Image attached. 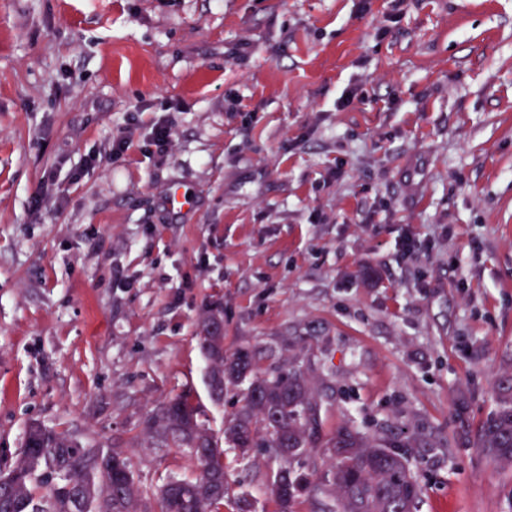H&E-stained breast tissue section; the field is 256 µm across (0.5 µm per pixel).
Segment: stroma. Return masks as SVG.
<instances>
[{"instance_id":"35a3bbf8","label":"stroma","mask_w":512,"mask_h":512,"mask_svg":"<svg viewBox=\"0 0 512 512\" xmlns=\"http://www.w3.org/2000/svg\"><path fill=\"white\" fill-rule=\"evenodd\" d=\"M132 114L164 159H110ZM212 303L318 397L304 471L347 426L403 444L418 512H512L475 445L512 377V0H0V458L39 421L190 476L143 427L181 396L223 438ZM224 463V512H273L278 460ZM171 136V129L165 121L158 120L155 122L148 134L149 145L155 147V150L150 153L159 158H163L168 153L171 144Z\"/></svg>"}]
</instances>
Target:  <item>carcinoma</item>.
<instances>
[{
    "label": "carcinoma",
    "mask_w": 512,
    "mask_h": 512,
    "mask_svg": "<svg viewBox=\"0 0 512 512\" xmlns=\"http://www.w3.org/2000/svg\"><path fill=\"white\" fill-rule=\"evenodd\" d=\"M199 339L213 398L224 396L226 384L243 386L242 405L225 431L239 457H249L261 442L276 456L277 438L283 448L314 447L319 434L299 433L309 396L300 370L262 374L249 350L228 358L206 330ZM502 391L477 447L492 462L512 467V386ZM146 429L157 446L182 451L193 469L192 477H169L158 488L160 512H224V449L196 409L173 398L152 412ZM329 447L349 452L333 456L332 469L319 476L336 486V497L322 503L321 512H416L422 492L418 476L388 452L390 443L345 427ZM0 512H152V507L122 449L103 442L85 446L68 433L31 422L23 447L0 469Z\"/></svg>",
    "instance_id": "1"
}]
</instances>
